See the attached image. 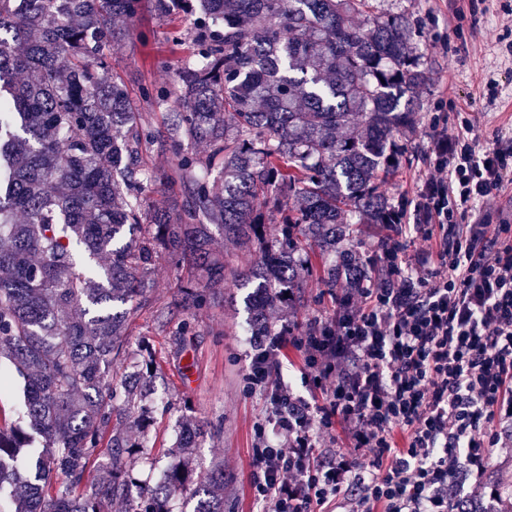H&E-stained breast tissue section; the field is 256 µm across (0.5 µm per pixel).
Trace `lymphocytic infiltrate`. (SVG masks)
I'll return each mask as SVG.
<instances>
[{"instance_id":"1","label":"lymphocytic infiltrate","mask_w":512,"mask_h":512,"mask_svg":"<svg viewBox=\"0 0 512 512\" xmlns=\"http://www.w3.org/2000/svg\"><path fill=\"white\" fill-rule=\"evenodd\" d=\"M473 131H436L421 221L386 225L382 275L337 293L332 318L255 337L245 379L271 389L257 432L277 443L254 448L252 481L270 512H448L449 481L481 479L512 434V224L456 221L512 177V150ZM285 343L314 399L272 377Z\"/></svg>"}]
</instances>
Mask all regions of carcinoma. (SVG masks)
<instances>
[{
  "mask_svg": "<svg viewBox=\"0 0 512 512\" xmlns=\"http://www.w3.org/2000/svg\"><path fill=\"white\" fill-rule=\"evenodd\" d=\"M151 8L196 15L194 50L176 64L182 111L163 139L177 157L168 179L184 190L174 208L144 198L142 144L156 136L105 53L120 37L113 18L138 15L142 0H0V355L24 383L23 421L7 423L0 407V487L10 488L0 512H108L117 500L182 512L205 428L181 424L161 479L136 497L135 465L157 459L126 431L151 414L154 354L127 336L160 259L191 268L176 307L214 300L231 281L251 289V335L269 336L267 311L311 264L301 240L334 288L366 271L347 227L391 223L399 140L416 132L431 75L408 16L355 22L369 0ZM186 141L208 145L207 161L182 153ZM274 211L282 221L266 223ZM217 234L248 248L245 265L214 254ZM222 489L215 467L194 512H224ZM496 502L450 492L448 512H512V492Z\"/></svg>",
  "mask_w": 512,
  "mask_h": 512,
  "instance_id": "1",
  "label": "carcinoma"
}]
</instances>
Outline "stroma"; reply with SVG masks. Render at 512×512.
<instances>
[{
    "label": "stroma",
    "instance_id": "1",
    "mask_svg": "<svg viewBox=\"0 0 512 512\" xmlns=\"http://www.w3.org/2000/svg\"><path fill=\"white\" fill-rule=\"evenodd\" d=\"M369 13H402L418 19L417 47L434 73L421 94L417 132L404 138L402 166L388 186L413 222L424 173L433 159L436 121L447 119L453 128L459 113H468L484 146L512 147V0H370ZM114 25L123 37L107 50L111 73L137 103L143 126L164 129L169 113L181 109L172 62L188 53L187 46L174 45L173 40L189 36L193 19L182 13L162 19L145 9L136 17L115 19ZM147 89L164 90L165 104L147 102ZM144 162L156 175L148 200L158 206L181 201L180 185L168 180L175 155L153 144L147 146ZM180 278L174 266L159 261L151 302L129 330L130 345L150 343L160 366L155 412L146 436L161 457L179 424H203L209 434L196 455L203 464L224 467V512H261L251 476L255 426L265 418L267 396L265 391L249 390L244 381L252 353L247 291L227 285L218 300L190 311H172L170 324L159 328L155 312L170 302ZM335 312L336 293L314 267L292 300L279 303L274 325L303 329Z\"/></svg>",
    "mask_w": 512,
    "mask_h": 512
}]
</instances>
